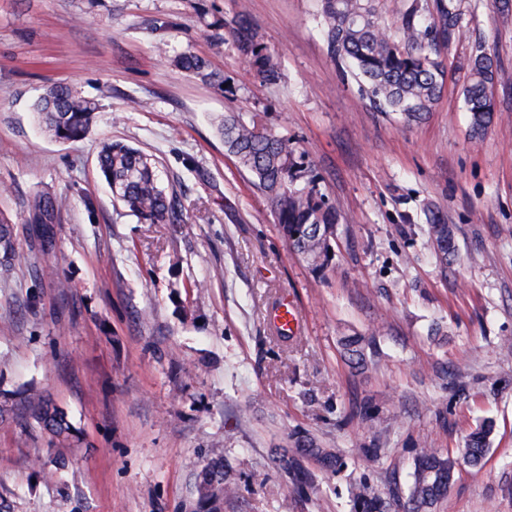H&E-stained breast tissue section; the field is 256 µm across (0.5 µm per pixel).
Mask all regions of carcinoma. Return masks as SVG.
Returning a JSON list of instances; mask_svg holds the SVG:
<instances>
[{
	"instance_id": "carcinoma-1",
	"label": "carcinoma",
	"mask_w": 512,
	"mask_h": 512,
	"mask_svg": "<svg viewBox=\"0 0 512 512\" xmlns=\"http://www.w3.org/2000/svg\"><path fill=\"white\" fill-rule=\"evenodd\" d=\"M465 16L461 0H405L400 13V38L395 39L380 25L376 0H321L320 11L328 55L356 71L370 100L415 124L427 119L445 86L446 70L434 54V40L440 36L451 43L459 38ZM232 36L239 54L263 80L279 79L280 63L261 41L247 13L238 15ZM171 63L219 89L226 84L224 75L212 70L208 60L192 50L174 56ZM469 70L463 96L472 133L480 136L494 121L492 86L498 65L479 47L470 58ZM95 110L93 100L67 85L48 88L36 104L40 122L63 142L83 139ZM220 131L227 154L251 174L253 185L269 201L289 250L305 259L312 270L327 269L339 215L316 190L304 155L288 139L263 131L256 121H246L233 112L224 114ZM98 168L113 198L141 222L175 221L174 200L162 187L154 163L139 149L122 141H107L99 150ZM65 202L63 195L41 191L28 199L36 237L45 252L54 246L53 224ZM428 221L430 240L440 259L446 261L455 250L454 228L438 212L430 213ZM14 240V225L0 219V258L5 262L15 256ZM344 347L349 360L361 369L367 367L362 338H349ZM25 401L29 418L50 441L66 442L77 437L67 413L46 396L32 390ZM493 433V422L483 423L467 436L455 456L424 442L413 459V482L404 512H430L447 496L457 461L480 465ZM307 456L327 468L341 466L335 452L306 437L296 441L294 447L282 449L279 462L284 475L298 478L299 460ZM194 494L195 505L203 512H223L224 498L236 494V488L224 483L223 456L210 459L197 473ZM352 495L354 512H387L389 503L365 480L355 484Z\"/></svg>"
}]
</instances>
